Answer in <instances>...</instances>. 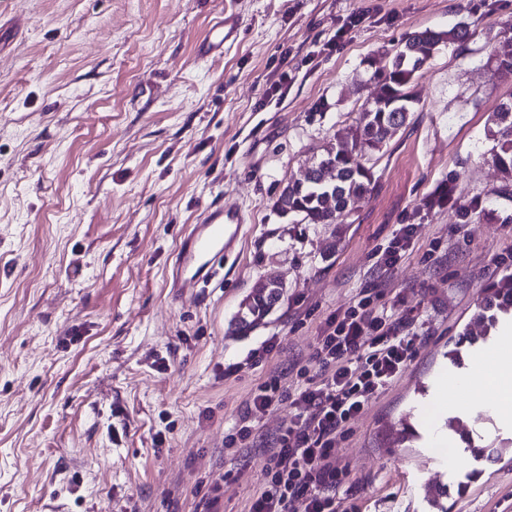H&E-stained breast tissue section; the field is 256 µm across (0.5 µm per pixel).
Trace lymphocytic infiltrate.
<instances>
[{
  "label": "lymphocytic infiltrate",
  "mask_w": 512,
  "mask_h": 512,
  "mask_svg": "<svg viewBox=\"0 0 512 512\" xmlns=\"http://www.w3.org/2000/svg\"><path fill=\"white\" fill-rule=\"evenodd\" d=\"M382 296L379 289H362L331 314L294 386L269 376L229 430L226 447H256L266 457L265 478L248 512H294L299 501L305 512H358L356 503L336 496L349 481L348 469L336 462V447L365 407L402 376L421 344ZM286 400L300 413L270 439L258 440L254 415Z\"/></svg>",
  "instance_id": "f902f5d3"
}]
</instances>
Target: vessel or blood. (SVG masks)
<instances>
[{"label": "vessel or blood", "instance_id": "b4317fda", "mask_svg": "<svg viewBox=\"0 0 512 512\" xmlns=\"http://www.w3.org/2000/svg\"><path fill=\"white\" fill-rule=\"evenodd\" d=\"M215 33L200 49L201 56L223 54L237 38V24L227 17L214 27ZM240 210L211 207L200 223L189 225L174 256L171 286L175 297H203L205 288L223 279L224 261L236 250L243 232Z\"/></svg>", "mask_w": 512, "mask_h": 512}]
</instances>
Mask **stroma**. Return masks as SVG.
<instances>
[{
	"label": "stroma",
	"mask_w": 512,
	"mask_h": 512,
	"mask_svg": "<svg viewBox=\"0 0 512 512\" xmlns=\"http://www.w3.org/2000/svg\"><path fill=\"white\" fill-rule=\"evenodd\" d=\"M229 13L236 42L201 58ZM460 25L470 40L418 72L414 112L366 155L373 190L337 224L280 213L372 99V71L408 36ZM509 35L512 0H0V512H198L217 480L221 512H247L265 460L225 435L375 282L423 343L336 448L361 512H438L435 480L448 512H512V421L483 400L438 412L472 423L471 443L448 435L452 457L394 442L449 350L470 368L501 335L461 339L512 252L487 135L512 93L494 62ZM447 184L488 216L424 207ZM217 203L243 212L241 251L206 300L173 299L182 231ZM402 224L413 248L377 278L370 255ZM271 273L280 302L240 330Z\"/></svg>",
	"instance_id": "obj_1"
}]
</instances>
